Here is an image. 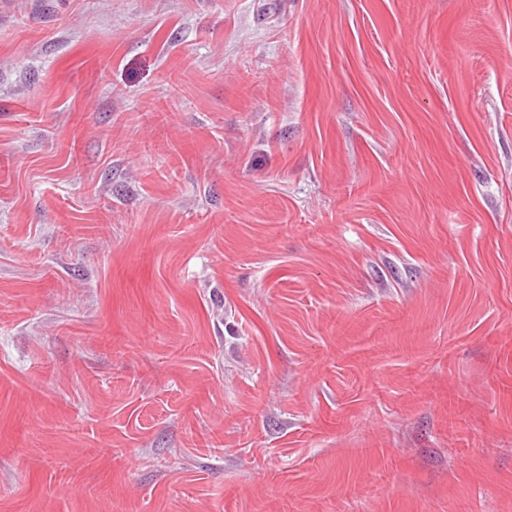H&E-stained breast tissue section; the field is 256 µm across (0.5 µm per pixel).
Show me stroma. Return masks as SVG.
I'll return each instance as SVG.
<instances>
[{
	"mask_svg": "<svg viewBox=\"0 0 512 512\" xmlns=\"http://www.w3.org/2000/svg\"><path fill=\"white\" fill-rule=\"evenodd\" d=\"M0 512H512V0H0Z\"/></svg>",
	"mask_w": 512,
	"mask_h": 512,
	"instance_id": "1",
	"label": "stroma"
}]
</instances>
